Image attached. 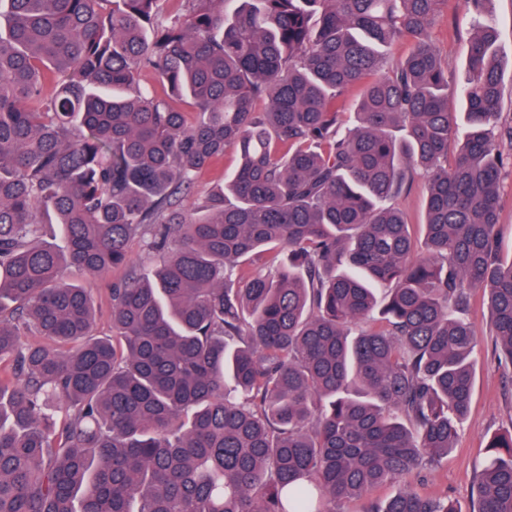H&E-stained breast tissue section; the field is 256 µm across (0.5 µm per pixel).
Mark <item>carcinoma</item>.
<instances>
[{"mask_svg":"<svg viewBox=\"0 0 512 512\" xmlns=\"http://www.w3.org/2000/svg\"><path fill=\"white\" fill-rule=\"evenodd\" d=\"M162 2L0 0V512H458L373 493L453 447L477 292L512 365L494 0L459 81L447 0ZM68 267L125 270L112 337ZM488 448L473 512H512ZM238 161L237 151L233 147L224 149V158L198 175L192 191L183 198L184 208H191L206 198L211 191L224 185V173L232 170ZM426 201V189L422 180L413 184L408 192L399 201L400 207L406 212L411 224H421Z\"/></svg>","mask_w":512,"mask_h":512,"instance_id":"carcinoma-1","label":"carcinoma"}]
</instances>
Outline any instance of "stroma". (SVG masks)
<instances>
[{
	"mask_svg": "<svg viewBox=\"0 0 512 512\" xmlns=\"http://www.w3.org/2000/svg\"><path fill=\"white\" fill-rule=\"evenodd\" d=\"M494 18L500 31V60L503 97L501 110L512 116V0H496ZM473 19L459 4L448 0L432 31V38L448 60L452 76H461L467 58ZM238 161L234 148H226L223 159L198 175L192 191L184 197L183 207L190 208L206 198L224 183V174ZM119 272L94 277L69 269L66 281L90 288L98 307L96 332L110 334V301L108 289L118 280ZM470 319L477 334L476 373L470 411L458 430L456 446L439 462L417 469L412 486L424 495H442L453 500L461 512H470L476 499V476L485 463L487 444L497 433L512 431V371L498 358L496 336L486 307L476 303L470 309Z\"/></svg>",
	"mask_w": 512,
	"mask_h": 512,
	"instance_id": "1",
	"label": "stroma"
}]
</instances>
